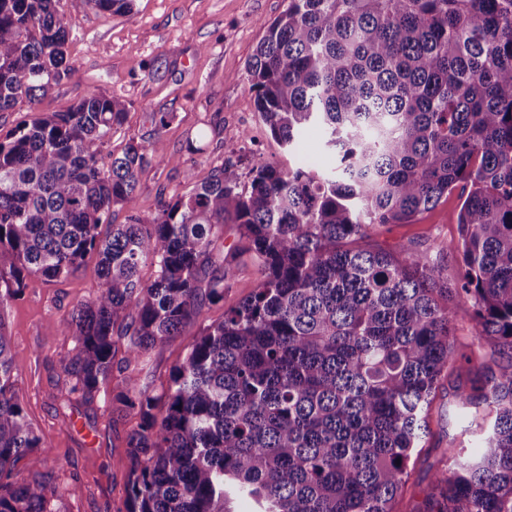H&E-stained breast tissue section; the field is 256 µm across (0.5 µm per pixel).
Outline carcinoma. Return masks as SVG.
Listing matches in <instances>:
<instances>
[{
    "label": "carcinoma",
    "instance_id": "1",
    "mask_svg": "<svg viewBox=\"0 0 512 512\" xmlns=\"http://www.w3.org/2000/svg\"><path fill=\"white\" fill-rule=\"evenodd\" d=\"M67 40L60 0H0V112L34 113L71 78ZM247 73L272 137L297 157L317 127L332 165L256 157L244 187L223 165L103 236L142 168L168 160L158 137L103 155L125 101L93 89L0 135V512H61L54 472L13 476L42 442L16 396L5 311L27 277L67 278L89 254L99 292L62 325L76 341L62 369L86 401L118 372L116 410L138 416L117 512H237L241 499L252 512H398L437 391L487 341L497 369L454 393L491 418L486 446L443 454L412 512H512V0H288ZM460 184L456 279L425 254L366 245ZM226 224L259 275L200 322L159 413L129 369L224 300L237 256L216 247Z\"/></svg>",
    "mask_w": 512,
    "mask_h": 512
}]
</instances>
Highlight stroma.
Returning a JSON list of instances; mask_svg holds the SVG:
<instances>
[{
  "mask_svg": "<svg viewBox=\"0 0 512 512\" xmlns=\"http://www.w3.org/2000/svg\"><path fill=\"white\" fill-rule=\"evenodd\" d=\"M287 7L288 0H136L133 13L118 14L96 10L87 0H61L69 30L66 52L74 73L49 91L39 112L67 111L89 88H98L128 105L126 120L113 129L106 152L118 155L129 139L158 136L169 156L168 162L144 166L132 202L114 206L110 224L125 223L133 212L154 217L161 200L191 190V173L231 163L245 183L254 156L290 164L287 152L260 119L246 73L256 45ZM153 112H168L172 118L158 130L149 120ZM464 198L462 189H454L412 222L380 227L371 246L427 253L447 264L449 276H456L458 215ZM110 224L101 225V232H108ZM237 264L223 301L204 306L206 321L221 319L225 310L250 294L258 262L253 253L243 252ZM99 282L97 257L90 254L68 278L28 277L8 309L17 393L49 451L38 464L31 457L22 458L13 471L25 479L36 470L55 472L63 512H115L122 504L129 471L126 437L138 421L135 415L113 410L112 397L121 388L117 375L109 390L97 393L92 401L76 394L70 407L61 404L69 383L59 360L75 347L73 336L62 334L61 325L76 304L96 296ZM197 331V325H189L183 336L150 353L140 378L152 395L163 396L171 370L184 360ZM492 364L489 354L462 364L436 395L430 433L410 466L400 512H412L422 501L433 466L445 449L458 448L470 455L483 443L485 429L457 411L452 393L454 386L469 384Z\"/></svg>",
  "mask_w": 512,
  "mask_h": 512,
  "instance_id": "obj_1",
  "label": "stroma"
}]
</instances>
